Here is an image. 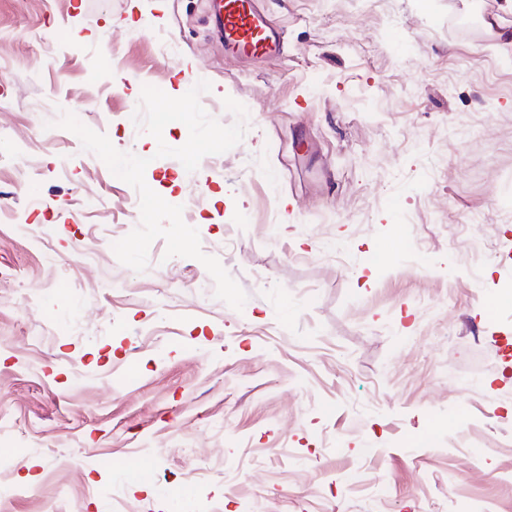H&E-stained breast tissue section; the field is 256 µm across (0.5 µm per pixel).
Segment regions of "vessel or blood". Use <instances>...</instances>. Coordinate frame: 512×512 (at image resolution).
<instances>
[{"instance_id":"b4317fda","label":"vessel or blood","mask_w":512,"mask_h":512,"mask_svg":"<svg viewBox=\"0 0 512 512\" xmlns=\"http://www.w3.org/2000/svg\"><path fill=\"white\" fill-rule=\"evenodd\" d=\"M220 36L227 52L251 60L284 51V36L258 7V0H214Z\"/></svg>"}]
</instances>
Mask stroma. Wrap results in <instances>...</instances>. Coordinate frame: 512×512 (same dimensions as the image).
Segmentation results:
<instances>
[{
  "instance_id": "1",
  "label": "stroma",
  "mask_w": 512,
  "mask_h": 512,
  "mask_svg": "<svg viewBox=\"0 0 512 512\" xmlns=\"http://www.w3.org/2000/svg\"><path fill=\"white\" fill-rule=\"evenodd\" d=\"M286 53L225 55L209 0H0V488L10 512H512V46L502 0H264ZM238 145L156 161L141 89ZM70 112L183 208L247 295L155 239ZM383 252V267L369 259ZM148 484L115 485L130 462Z\"/></svg>"
}]
</instances>
